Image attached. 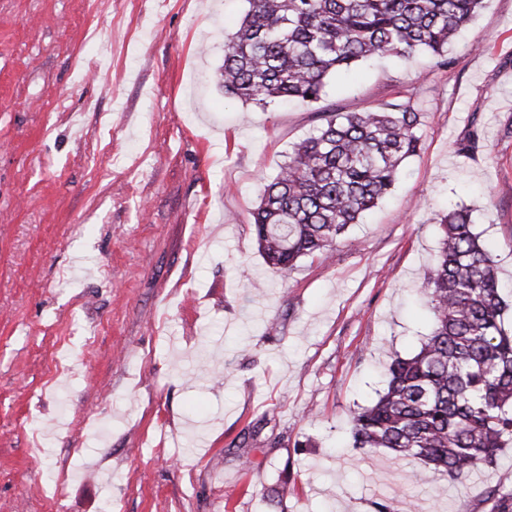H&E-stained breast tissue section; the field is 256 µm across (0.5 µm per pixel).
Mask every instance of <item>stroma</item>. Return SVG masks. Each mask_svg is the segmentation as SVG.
<instances>
[{"label":"stroma","instance_id":"stroma-1","mask_svg":"<svg viewBox=\"0 0 512 512\" xmlns=\"http://www.w3.org/2000/svg\"><path fill=\"white\" fill-rule=\"evenodd\" d=\"M246 9L0 0V512H491L512 492V445L453 480L349 431L430 332L415 289L448 208L493 248L512 330V0H485L448 68L329 79L346 112L412 98L422 147L285 274L250 213L317 120L225 96Z\"/></svg>","mask_w":512,"mask_h":512}]
</instances>
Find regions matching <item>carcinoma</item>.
Returning a JSON list of instances; mask_svg holds the SVG:
<instances>
[{
	"label": "carcinoma",
	"mask_w": 512,
	"mask_h": 512,
	"mask_svg": "<svg viewBox=\"0 0 512 512\" xmlns=\"http://www.w3.org/2000/svg\"><path fill=\"white\" fill-rule=\"evenodd\" d=\"M224 45V93L265 109L315 107L321 123L261 182L251 212L259 252L286 273L327 259L351 224L389 195L421 150L420 112L405 100L375 111L326 103L328 79L359 61L418 52L448 67V44L482 0H247ZM439 256L418 287L431 317L420 349L395 358L378 399L352 412L355 448H387L454 480L496 463L512 441V333L497 260L470 209L440 218Z\"/></svg>",
	"instance_id": "cac0c4a2"
}]
</instances>
